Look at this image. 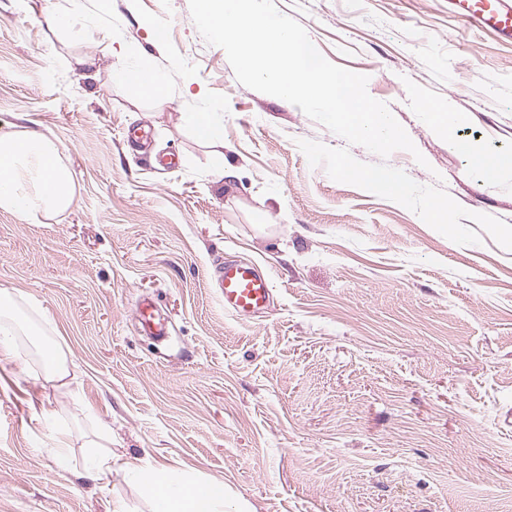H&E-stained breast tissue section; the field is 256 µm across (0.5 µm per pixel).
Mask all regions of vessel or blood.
<instances>
[{"mask_svg": "<svg viewBox=\"0 0 512 512\" xmlns=\"http://www.w3.org/2000/svg\"><path fill=\"white\" fill-rule=\"evenodd\" d=\"M464 24L512 37V0H450ZM219 294L225 312L238 318L261 314L270 304L272 282L255 265L228 260L216 270ZM138 314L145 330L155 338L166 335L153 302L142 301Z\"/></svg>", "mask_w": 512, "mask_h": 512, "instance_id": "1", "label": "vessel or blood"}]
</instances>
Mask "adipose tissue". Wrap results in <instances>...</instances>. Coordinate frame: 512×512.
I'll list each match as a JSON object with an SVG mask.
<instances>
[{"label": "adipose tissue", "mask_w": 512, "mask_h": 512, "mask_svg": "<svg viewBox=\"0 0 512 512\" xmlns=\"http://www.w3.org/2000/svg\"><path fill=\"white\" fill-rule=\"evenodd\" d=\"M113 82L148 98H167L165 85L146 61L116 70ZM72 201V177L52 139L35 132L0 133V208L27 218L38 211L62 213ZM98 439L99 443L110 442L108 430H101ZM98 445L89 447L80 474L101 487L111 486L113 473L119 471L139 488L149 512H226L222 482L153 466L137 457L118 466Z\"/></svg>", "instance_id": "1"}]
</instances>
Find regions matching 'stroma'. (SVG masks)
Segmentation results:
<instances>
[{"label": "stroma", "instance_id": "stroma-1", "mask_svg": "<svg viewBox=\"0 0 512 512\" xmlns=\"http://www.w3.org/2000/svg\"><path fill=\"white\" fill-rule=\"evenodd\" d=\"M85 2L84 24L50 27L69 0H0V131L50 136L75 186L57 215L0 210V291L21 316L17 358L0 362V512H106L116 496L148 512L123 475L108 490L75 475L101 424L114 454L223 481L247 512L512 502V250L485 232L456 244L310 166L298 140L381 159L240 84L189 0ZM274 3L405 129L415 152L387 164L512 224V175L487 179L456 148L512 157V42L463 28L448 0ZM143 59L166 101L113 87ZM205 102L224 115L219 156L187 121ZM445 104L440 132L425 108ZM133 127L175 166L133 150ZM227 258L270 277L265 313H225L213 272ZM144 297L165 340L141 329ZM48 342L69 386L42 379Z\"/></svg>", "mask_w": 512, "mask_h": 512}]
</instances>
